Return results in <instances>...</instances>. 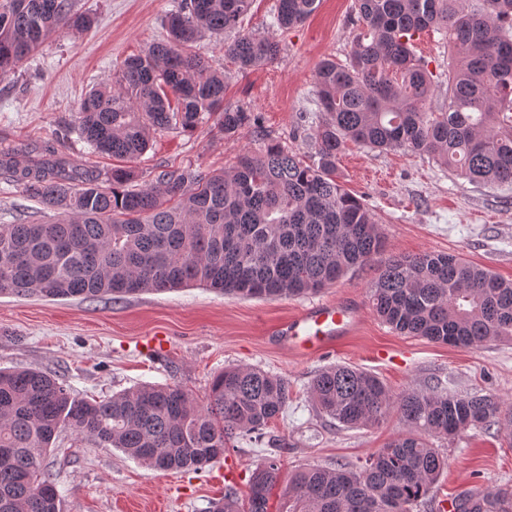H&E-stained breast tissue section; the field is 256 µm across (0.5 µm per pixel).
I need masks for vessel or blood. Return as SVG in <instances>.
Instances as JSON below:
<instances>
[{"label": "vessel or blood", "instance_id": "obj_1", "mask_svg": "<svg viewBox=\"0 0 512 512\" xmlns=\"http://www.w3.org/2000/svg\"><path fill=\"white\" fill-rule=\"evenodd\" d=\"M356 316L344 304L316 305L302 310L288 327V339L319 353L334 347L337 338L353 329Z\"/></svg>", "mask_w": 512, "mask_h": 512}]
</instances>
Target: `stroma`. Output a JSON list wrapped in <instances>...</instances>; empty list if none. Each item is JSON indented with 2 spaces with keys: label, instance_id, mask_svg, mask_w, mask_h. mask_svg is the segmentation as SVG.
<instances>
[{
  "label": "stroma",
  "instance_id": "obj_1",
  "mask_svg": "<svg viewBox=\"0 0 512 512\" xmlns=\"http://www.w3.org/2000/svg\"><path fill=\"white\" fill-rule=\"evenodd\" d=\"M179 0H76L92 29L62 28L13 72L0 77V150L19 142L60 139L67 160L109 172L78 129L76 112L91 88L110 79L116 62L167 36ZM354 0H319L301 25L279 28L275 0H255L241 28L272 34L283 51L267 66L238 71L226 54L233 33L204 36L196 52L228 79L224 104L259 118L257 127L226 137L212 123L194 132L154 134L131 161L138 184L156 172L227 170L244 151L274 140L305 163L318 160L314 133L324 119L314 72L326 57L346 60L353 46ZM336 177L371 208L390 254L463 256L512 281V184H475L407 150L372 151L345 145ZM49 215L12 183L0 180V224ZM374 266L355 268L336 284L283 299L225 296L200 286L142 292L102 303L81 297L46 300L0 296V369L33 368L74 395L103 399L142 385H180L204 400L227 366L259 367L288 380L284 413L259 439L236 440L220 460L193 472L153 471L116 448L63 433L47 460L56 475L61 512H210L225 486L246 501L257 465L273 457L282 475L308 466L355 469L407 430L398 415L376 426L348 428L317 413L309 385L322 368L342 364L377 376L393 392L433 389L489 396L512 408V342L455 347L392 330L373 313ZM341 302L356 329L325 355L290 351L282 338L302 309ZM167 339L163 353L145 356L147 340ZM448 467L412 512H438L441 500L464 491L512 493V441L502 426L434 439Z\"/></svg>",
  "mask_w": 512,
  "mask_h": 512
}]
</instances>
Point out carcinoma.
<instances>
[{
  "label": "carcinoma",
  "mask_w": 512,
  "mask_h": 512,
  "mask_svg": "<svg viewBox=\"0 0 512 512\" xmlns=\"http://www.w3.org/2000/svg\"><path fill=\"white\" fill-rule=\"evenodd\" d=\"M254 0H181L166 40L114 66L85 93L83 138L101 153L135 159L151 134L193 131L217 116L220 134L255 122L224 106V73L194 51L204 35L239 27ZM317 0H276L281 28L302 24ZM358 33L348 60L326 58L315 94L326 115L314 134L316 164L275 142L245 151L229 170H161L135 185L134 172L105 177L63 159L55 142L18 143L0 153V176L53 213L45 222L0 224V296L110 300L190 285L282 299L335 284L357 266L377 265L374 313L392 329L453 346L512 340V281L454 254L385 256L374 214L336 178L343 143L407 149L471 182L512 184V0H354ZM93 20L75 0H0V77L59 28ZM448 36V103L427 104L436 84L413 51L417 34ZM272 36L239 35L227 52L245 71L277 60ZM317 410L346 427L374 426L392 412L408 432L358 470L304 467L282 491L286 512H411L447 459L431 438L489 426L501 405L484 396L434 390L393 394L347 365L311 380ZM288 379L228 366L203 402L179 385H144L106 400L79 399L36 369L0 370V512H61L44 463L63 431L117 448L153 470L197 471L232 440L261 434L288 406ZM280 483L267 459L250 480L247 512H270ZM213 512H240L233 490ZM454 512H512V498L468 491Z\"/></svg>",
  "instance_id": "cac0c4a2"
}]
</instances>
